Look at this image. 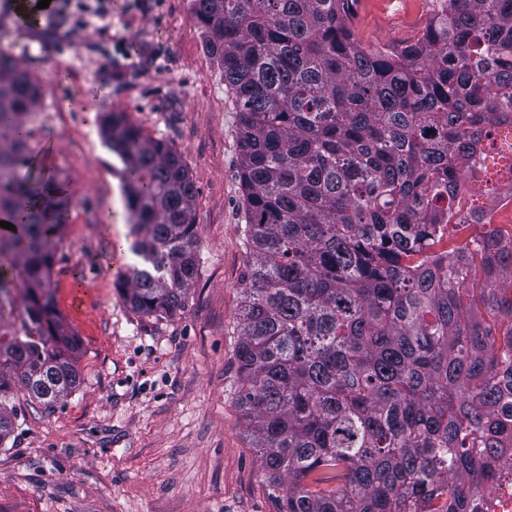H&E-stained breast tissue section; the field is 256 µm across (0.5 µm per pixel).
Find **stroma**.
I'll return each mask as SVG.
<instances>
[{
  "instance_id": "stroma-1",
  "label": "stroma",
  "mask_w": 512,
  "mask_h": 512,
  "mask_svg": "<svg viewBox=\"0 0 512 512\" xmlns=\"http://www.w3.org/2000/svg\"><path fill=\"white\" fill-rule=\"evenodd\" d=\"M417 10L413 0H358L353 25L372 50L381 34L413 38ZM109 37L41 39L0 15V49L46 89L30 149L68 200L51 283L80 341L81 377L51 410L15 389L0 512H281L237 404L249 258L237 106L192 0H112ZM106 112L165 141L197 189V274L170 316L134 312L119 289L131 236L121 163L101 134ZM75 284L85 290L77 307Z\"/></svg>"
}]
</instances>
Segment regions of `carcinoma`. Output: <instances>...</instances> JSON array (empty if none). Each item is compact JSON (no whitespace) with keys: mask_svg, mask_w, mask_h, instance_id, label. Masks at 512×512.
Here are the masks:
<instances>
[{"mask_svg":"<svg viewBox=\"0 0 512 512\" xmlns=\"http://www.w3.org/2000/svg\"><path fill=\"white\" fill-rule=\"evenodd\" d=\"M356 0H193L241 123L250 257L237 403L283 512H498L512 502V0H433L367 51ZM44 95L0 50V443L13 390L80 383L50 273L66 201L31 174ZM138 263L164 317L197 274L196 189L165 142L104 114ZM484 225L481 239L466 234Z\"/></svg>","mask_w":512,"mask_h":512,"instance_id":"1","label":"carcinoma"}]
</instances>
